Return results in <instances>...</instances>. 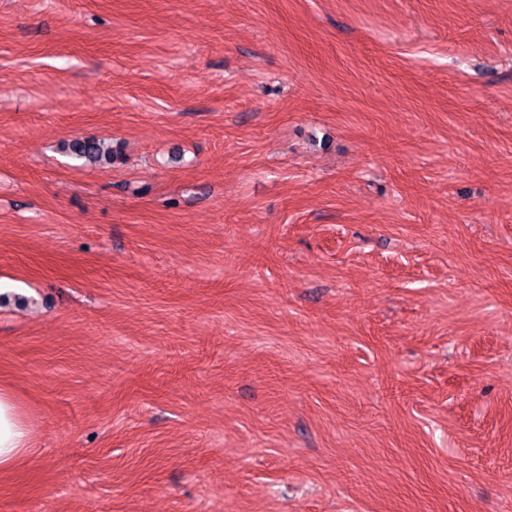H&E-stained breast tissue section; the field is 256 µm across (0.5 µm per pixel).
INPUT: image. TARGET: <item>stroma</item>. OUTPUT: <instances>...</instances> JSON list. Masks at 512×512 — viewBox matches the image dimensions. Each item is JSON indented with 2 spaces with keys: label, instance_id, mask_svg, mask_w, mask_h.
<instances>
[{
  "label": "stroma",
  "instance_id": "1",
  "mask_svg": "<svg viewBox=\"0 0 512 512\" xmlns=\"http://www.w3.org/2000/svg\"><path fill=\"white\" fill-rule=\"evenodd\" d=\"M0 286V512H512V0H0ZM61 149L79 159H84L89 164L111 163L116 156L112 145L104 139H75L62 142ZM31 425L20 403L0 388V471L12 470L29 448Z\"/></svg>",
  "mask_w": 512,
  "mask_h": 512
}]
</instances>
